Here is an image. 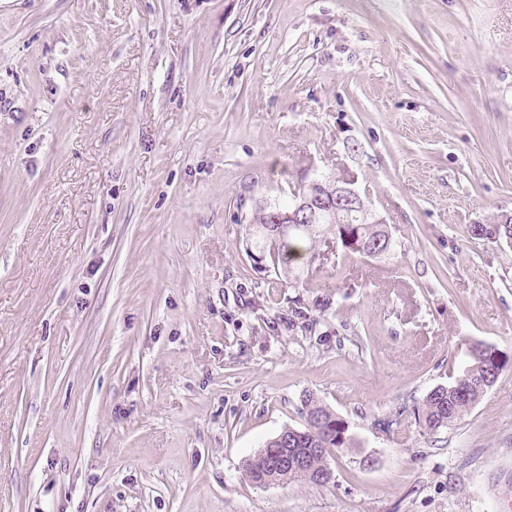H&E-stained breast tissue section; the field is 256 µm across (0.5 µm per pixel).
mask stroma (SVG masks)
I'll return each instance as SVG.
<instances>
[{
	"mask_svg": "<svg viewBox=\"0 0 512 512\" xmlns=\"http://www.w3.org/2000/svg\"><path fill=\"white\" fill-rule=\"evenodd\" d=\"M388 253L247 252L298 170ZM512 0H0V512H507ZM509 359L415 421L469 347ZM314 395L328 484L243 465ZM471 363L445 388L427 393L421 406L413 409L415 420L429 430H438L461 419L495 382L505 367L498 350L484 344L470 349ZM434 390V391H433Z\"/></svg>",
	"mask_w": 512,
	"mask_h": 512,
	"instance_id": "1",
	"label": "stroma"
}]
</instances>
